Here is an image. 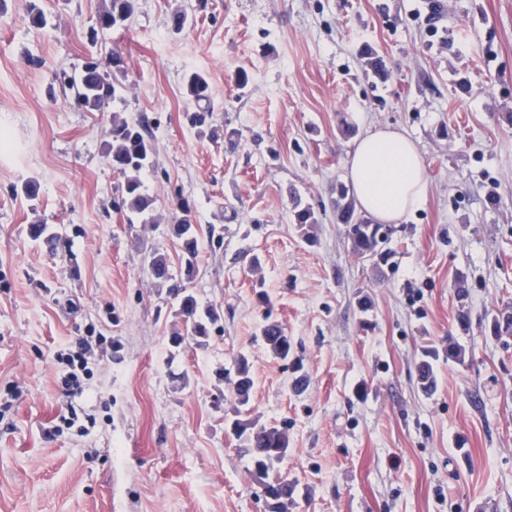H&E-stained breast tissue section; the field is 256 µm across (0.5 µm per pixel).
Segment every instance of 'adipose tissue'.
I'll return each instance as SVG.
<instances>
[{"label":"adipose tissue","mask_w":512,"mask_h":512,"mask_svg":"<svg viewBox=\"0 0 512 512\" xmlns=\"http://www.w3.org/2000/svg\"><path fill=\"white\" fill-rule=\"evenodd\" d=\"M348 177L361 210L380 224L405 221L428 196L424 162L401 129L370 127L349 156Z\"/></svg>","instance_id":"ef3b65f1"}]
</instances>
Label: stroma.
I'll return each instance as SVG.
<instances>
[{
    "mask_svg": "<svg viewBox=\"0 0 512 512\" xmlns=\"http://www.w3.org/2000/svg\"><path fill=\"white\" fill-rule=\"evenodd\" d=\"M187 2L137 0L95 48L105 0L0 5V512H265L229 430L242 353L249 418L288 432L291 512H512V335L490 331L512 314V0H205L178 34ZM94 51L128 69L102 112L54 78ZM192 71L222 139L188 120ZM116 116L151 123L154 223L112 209ZM372 125L405 130L429 182L384 265L353 252L332 206ZM177 191L224 237L191 285L221 316L201 346L144 263L175 250ZM296 198L317 224L295 223ZM37 221L67 247L33 242ZM268 317L290 361L262 346ZM82 337L91 374L69 399L58 356ZM452 339L464 363L439 357L423 393L424 349ZM72 406L92 427L47 436ZM236 378L234 380L233 394L241 407L249 405L251 392L254 387V378L251 365L246 356H239L235 361Z\"/></svg>",
    "mask_w": 512,
    "mask_h": 512,
    "instance_id": "35a3bbf8",
    "label": "stroma"
}]
</instances>
